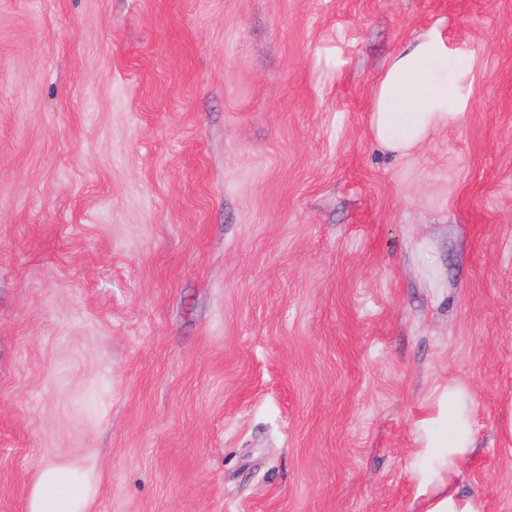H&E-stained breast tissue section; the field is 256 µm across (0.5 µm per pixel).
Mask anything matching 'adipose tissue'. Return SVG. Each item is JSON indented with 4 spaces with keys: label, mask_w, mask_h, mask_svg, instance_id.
<instances>
[{
    "label": "adipose tissue",
    "mask_w": 512,
    "mask_h": 512,
    "mask_svg": "<svg viewBox=\"0 0 512 512\" xmlns=\"http://www.w3.org/2000/svg\"><path fill=\"white\" fill-rule=\"evenodd\" d=\"M458 63L441 38L427 33L397 53L381 78L370 130L389 150L406 155L453 120L456 89L448 75ZM92 487L76 469L44 466L26 502L27 512H86Z\"/></svg>",
    "instance_id": "adipose-tissue-1"
}]
</instances>
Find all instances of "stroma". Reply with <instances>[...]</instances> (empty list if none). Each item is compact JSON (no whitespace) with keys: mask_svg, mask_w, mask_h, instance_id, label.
I'll return each instance as SVG.
<instances>
[{"mask_svg":"<svg viewBox=\"0 0 512 512\" xmlns=\"http://www.w3.org/2000/svg\"><path fill=\"white\" fill-rule=\"evenodd\" d=\"M439 34L458 118L370 134ZM512 512V0H0V512ZM459 390L448 387V422L458 425L459 434L457 437L448 440V458L446 460V470L448 472V482L456 473L461 456L466 448H472V427L469 420L465 419L462 412L455 408L454 400ZM434 448H446L447 446H432ZM92 487L87 475L76 469L47 465L26 502L27 512H86ZM446 482L440 484V488L444 489ZM437 491L426 512H480L477 505L471 501H463L448 489V493L444 490Z\"/></svg>","mask_w":512,"mask_h":512,"instance_id":"stroma-1","label":"stroma"}]
</instances>
